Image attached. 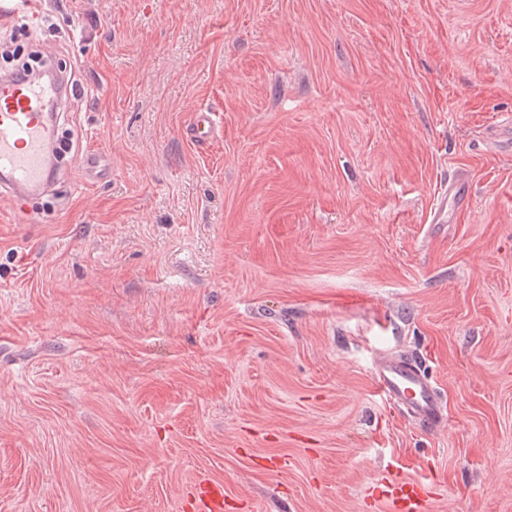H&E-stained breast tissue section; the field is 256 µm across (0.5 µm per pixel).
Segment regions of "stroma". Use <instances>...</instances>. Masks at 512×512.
I'll return each mask as SVG.
<instances>
[{"mask_svg":"<svg viewBox=\"0 0 512 512\" xmlns=\"http://www.w3.org/2000/svg\"><path fill=\"white\" fill-rule=\"evenodd\" d=\"M20 33L112 177L68 162L0 223V512H183L202 477L229 512H384L390 473L512 512V0H47ZM217 114L208 109L194 111L183 129L186 139L198 146L206 145L217 133ZM450 200L461 209H466L469 206V180L466 176L458 174L448 179V186L445 185L441 193L438 194L431 208V223L448 224L451 222L453 212L448 209ZM376 389L417 425L433 429L445 417L442 400L425 369L411 359L385 353L373 368Z\"/></svg>","mask_w":512,"mask_h":512,"instance_id":"35a3bbf8","label":"stroma"}]
</instances>
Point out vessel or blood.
I'll return each instance as SVG.
<instances>
[{
	"mask_svg": "<svg viewBox=\"0 0 512 512\" xmlns=\"http://www.w3.org/2000/svg\"><path fill=\"white\" fill-rule=\"evenodd\" d=\"M74 84H61L57 78L21 77L0 72V197L12 199L15 218L28 214V201L43 194L54 177L52 153L53 127L65 96L73 95ZM218 130L217 115L207 109L192 113L183 129L186 139L206 145ZM83 176L93 182L109 179L112 171L101 153L85 151L78 158ZM469 181L464 175L449 178L431 209L435 224L450 223L453 207L467 208ZM373 381L377 390L399 406L417 425L432 429L445 417L442 400L424 368L411 359L385 353L376 359ZM372 496L387 504L390 512H430L429 487L393 476L376 484ZM222 482L199 481L192 504L193 512H224Z\"/></svg>",
	"mask_w": 512,
	"mask_h": 512,
	"instance_id": "obj_1",
	"label": "vessel or blood"
}]
</instances>
